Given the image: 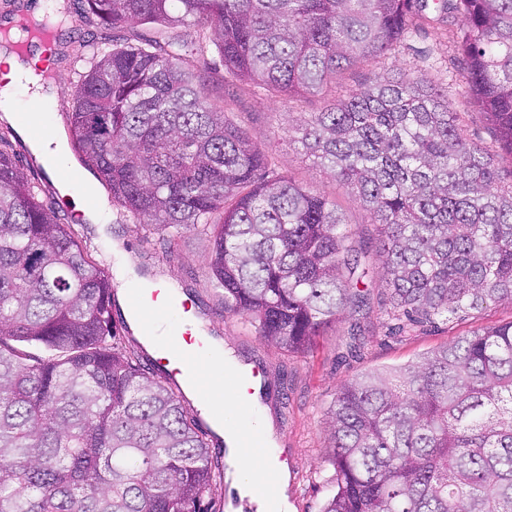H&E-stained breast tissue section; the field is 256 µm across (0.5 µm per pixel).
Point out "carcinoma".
Segmentation results:
<instances>
[{
    "label": "carcinoma",
    "instance_id": "obj_1",
    "mask_svg": "<svg viewBox=\"0 0 512 512\" xmlns=\"http://www.w3.org/2000/svg\"><path fill=\"white\" fill-rule=\"evenodd\" d=\"M162 40L84 58L68 131L80 164L172 242L207 231L224 307L305 354L368 305L336 201L268 173L186 64L290 101L461 12L455 62L512 151V0H85ZM51 16L31 35L52 34ZM377 225L386 314L447 320L512 302V185L462 135L448 93L402 74L286 128ZM109 276L37 198L0 135V512H206V432L120 347ZM335 491L321 512H512V321L343 384L326 412Z\"/></svg>",
    "mask_w": 512,
    "mask_h": 512
}]
</instances>
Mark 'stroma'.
Instances as JSON below:
<instances>
[{"instance_id":"obj_1","label":"stroma","mask_w":512,"mask_h":512,"mask_svg":"<svg viewBox=\"0 0 512 512\" xmlns=\"http://www.w3.org/2000/svg\"><path fill=\"white\" fill-rule=\"evenodd\" d=\"M55 6L63 12V36L61 59L55 70L58 91L50 102L47 124L56 134L64 130L84 69L76 60L80 46H98L115 39L135 43L150 29L102 26L87 12L84 0H0V27L11 25L19 13L38 18ZM463 24L460 13L423 24L386 56L339 73L322 94L288 104L274 101L259 85L225 79L224 68L219 64L206 71V88L211 100L223 105L233 123L256 141L275 174L294 180L314 194L337 199L345 222L355 233L354 244L374 250L378 247V232L369 212L289 144L283 131L285 114L324 111L340 104L365 83L406 70L447 90L449 101L460 114L464 137L488 150L502 179L511 182L512 153L500 147L488 116L451 65L456 54L453 39ZM110 212L112 220L107 225L88 221L74 224L78 241L89 258L106 273H113L116 259L110 243L120 242L126 260L135 270L144 271L149 279H172L204 330L223 340L226 350L241 362L260 368L265 385L259 396L288 469L292 512H320L332 493L335 471L329 462L330 441L324 413L341 384L376 368L405 363L476 328L512 320V303L501 301L489 304L482 312L462 313L445 322L390 321L383 314L389 291L376 266L367 279L369 312L346 311L335 326L318 337L310 355L289 353L264 342L247 320L225 309L224 292L216 288L206 267L207 236L189 233L169 248L164 245L161 232L124 220L118 206H111Z\"/></svg>"}]
</instances>
